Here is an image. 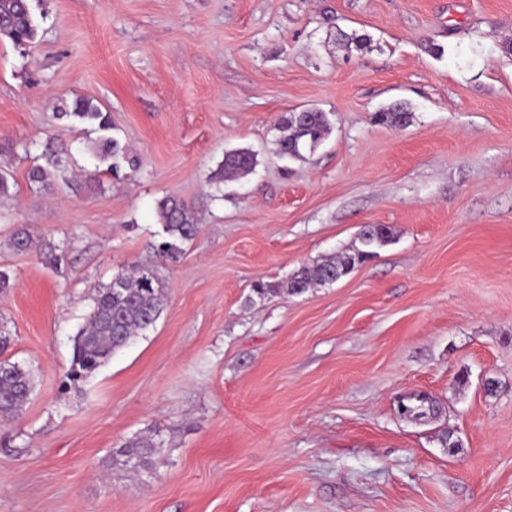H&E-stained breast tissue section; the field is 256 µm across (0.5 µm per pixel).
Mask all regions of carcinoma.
<instances>
[{
	"mask_svg": "<svg viewBox=\"0 0 512 512\" xmlns=\"http://www.w3.org/2000/svg\"><path fill=\"white\" fill-rule=\"evenodd\" d=\"M0 36L20 48L31 46L35 25L28 0H0ZM63 115L80 121H95L101 131L111 129L110 115L84 97L72 101ZM411 113L403 104H395L376 113L377 120L392 128L405 126ZM280 136L278 151L284 157L298 159L304 149L314 150L325 139L329 127L324 113L289 112L278 123ZM44 164L30 171V179L43 186L57 181L70 182L59 168V161L50 149L43 153ZM95 157L108 163V169L120 167L128 156L118 141L103 136L98 141ZM256 155L248 149L225 152L224 162L217 173L218 181L234 180L249 174L256 166ZM158 223L162 225L161 241L153 245L163 262L176 263L184 254V245L198 232L196 207L170 196L157 204ZM366 234L360 235L362 247L330 254L311 266H302L284 285H259L256 293L264 296L282 290L299 295L316 285L334 283L348 276L356 267L374 255L372 247L390 237V229L383 224H370ZM94 306L85 325L73 339V357L65 375L64 386L77 387L90 377L112 355L126 347L134 338L143 335L155 325L165 310L166 297L161 279L151 267L134 265L130 271L116 275L112 281L95 290ZM33 390L29 369L8 359L0 360V420L19 418ZM160 431L152 429L136 435L112 450V467L130 472H153L154 456L161 447Z\"/></svg>",
	"mask_w": 512,
	"mask_h": 512,
	"instance_id": "obj_1",
	"label": "carcinoma"
}]
</instances>
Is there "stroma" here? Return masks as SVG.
<instances>
[{
    "label": "stroma",
    "instance_id": "1",
    "mask_svg": "<svg viewBox=\"0 0 512 512\" xmlns=\"http://www.w3.org/2000/svg\"><path fill=\"white\" fill-rule=\"evenodd\" d=\"M30 9L34 55L0 38V332L34 378L0 423V512H512V0ZM76 96L139 168L96 162L99 131L61 114ZM398 102L406 126L375 121ZM305 108L329 132L281 157L278 122ZM48 143L70 186L30 181ZM235 148L256 167L215 183ZM166 196L199 228L160 266ZM364 224L391 239L349 276L255 293ZM21 228L34 248L13 249ZM134 264L157 266L165 311L63 389L95 288ZM423 394L437 416L402 413ZM151 427L153 474L113 470Z\"/></svg>",
    "mask_w": 512,
    "mask_h": 512
}]
</instances>
